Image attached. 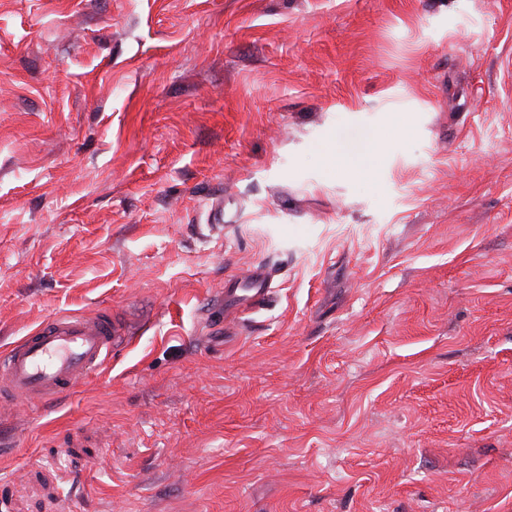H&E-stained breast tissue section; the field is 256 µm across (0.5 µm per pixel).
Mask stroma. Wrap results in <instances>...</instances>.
<instances>
[{"label":"stroma","mask_w":512,"mask_h":512,"mask_svg":"<svg viewBox=\"0 0 512 512\" xmlns=\"http://www.w3.org/2000/svg\"><path fill=\"white\" fill-rule=\"evenodd\" d=\"M101 309L0 512H512V0H0V351ZM372 149L368 147L366 153L353 157L343 153L335 143H330L324 148L325 165L329 169L346 167L351 172L368 171L373 164ZM273 275L265 264H257L244 276L232 275L224 280L220 291L207 309L206 320L212 331L226 333L229 324L243 309L257 311L267 304L273 293Z\"/></svg>","instance_id":"1"}]
</instances>
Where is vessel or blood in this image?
<instances>
[{"label":"vessel or blood","instance_id":"vessel-or-blood-1","mask_svg":"<svg viewBox=\"0 0 512 512\" xmlns=\"http://www.w3.org/2000/svg\"><path fill=\"white\" fill-rule=\"evenodd\" d=\"M272 293L270 268L257 264L246 275L225 279L206 320L212 330L228 331L239 311L261 309ZM124 334L122 323L107 309L49 318L0 359V403L44 405L64 398L102 368Z\"/></svg>","mask_w":512,"mask_h":512}]
</instances>
